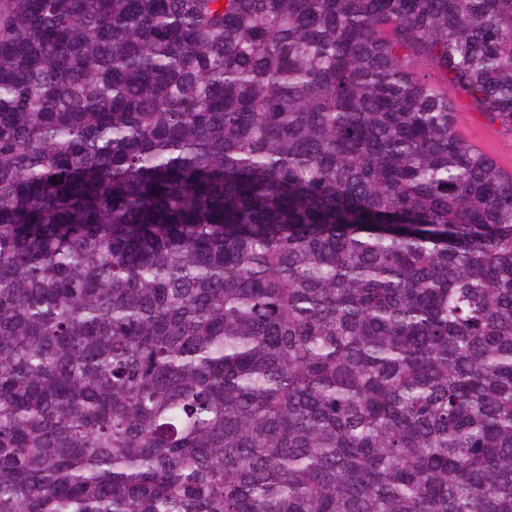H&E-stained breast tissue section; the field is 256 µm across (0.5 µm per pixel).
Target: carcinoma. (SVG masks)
<instances>
[{
  "mask_svg": "<svg viewBox=\"0 0 512 512\" xmlns=\"http://www.w3.org/2000/svg\"><path fill=\"white\" fill-rule=\"evenodd\" d=\"M456 96L512 0H0V512H512Z\"/></svg>",
  "mask_w": 512,
  "mask_h": 512,
  "instance_id": "cac0c4a2",
  "label": "carcinoma"
}]
</instances>
